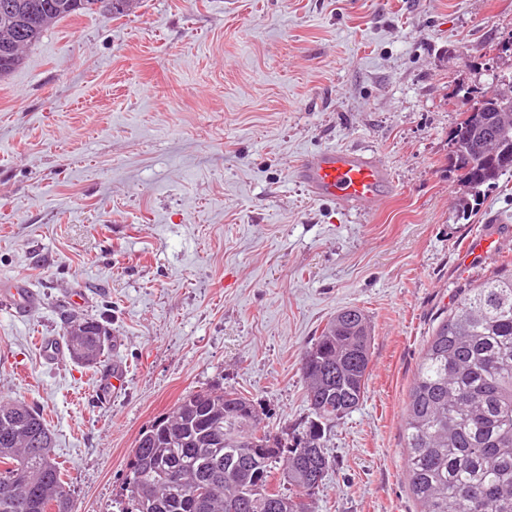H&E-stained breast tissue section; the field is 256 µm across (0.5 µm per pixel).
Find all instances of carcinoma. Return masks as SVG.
<instances>
[{
  "instance_id": "obj_1",
  "label": "carcinoma",
  "mask_w": 512,
  "mask_h": 512,
  "mask_svg": "<svg viewBox=\"0 0 512 512\" xmlns=\"http://www.w3.org/2000/svg\"><path fill=\"white\" fill-rule=\"evenodd\" d=\"M138 0H0V79L64 18L126 16ZM480 110L462 112L450 135L467 193L512 175V75L495 76ZM84 336L64 334L70 358L95 367L112 350L98 320L73 316ZM365 314L328 321L300 359L313 420L288 446L251 399L207 388L183 395L139 433L117 512H315L331 467L325 430L362 402L371 356ZM404 477L421 512H512V258L460 290L423 349L403 423ZM43 415L0 399V512H73L52 457ZM287 483L288 488L281 487Z\"/></svg>"
}]
</instances>
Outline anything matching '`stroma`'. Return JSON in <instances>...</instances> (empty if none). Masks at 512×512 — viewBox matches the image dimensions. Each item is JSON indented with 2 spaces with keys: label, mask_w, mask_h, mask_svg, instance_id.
Wrapping results in <instances>:
<instances>
[{
  "label": "stroma",
  "mask_w": 512,
  "mask_h": 512,
  "mask_svg": "<svg viewBox=\"0 0 512 512\" xmlns=\"http://www.w3.org/2000/svg\"><path fill=\"white\" fill-rule=\"evenodd\" d=\"M508 41L512 0H141L58 21L0 80V396L50 424L73 512H112L140 431L186 392L237 390L304 434L299 361L350 306L367 391L324 433L316 510L419 512L402 419L421 349L512 257V176L456 208L449 144L463 90L512 73ZM329 147L388 166L381 204L307 194L295 166ZM72 313L110 327L99 367L35 346Z\"/></svg>",
  "instance_id": "35a3bbf8"
}]
</instances>
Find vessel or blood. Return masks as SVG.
Returning a JSON list of instances; mask_svg holds the SVG:
<instances>
[{"instance_id":"obj_1","label":"vessel or blood","mask_w":512,"mask_h":512,"mask_svg":"<svg viewBox=\"0 0 512 512\" xmlns=\"http://www.w3.org/2000/svg\"><path fill=\"white\" fill-rule=\"evenodd\" d=\"M296 176L313 197L348 210L376 206L389 183L383 162L353 148H328L306 156L297 164Z\"/></svg>"}]
</instances>
